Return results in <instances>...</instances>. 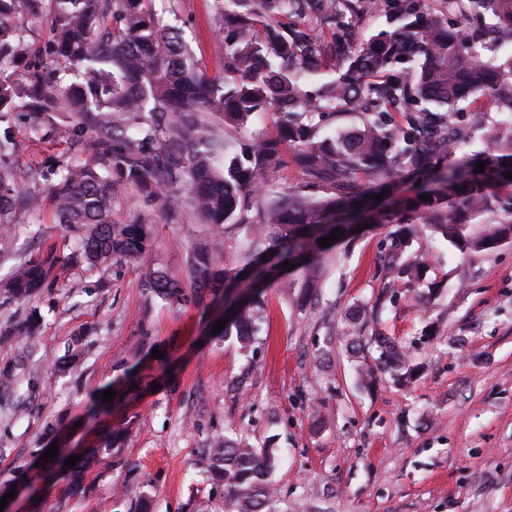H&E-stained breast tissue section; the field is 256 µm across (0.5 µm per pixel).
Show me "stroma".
Segmentation results:
<instances>
[{"mask_svg":"<svg viewBox=\"0 0 512 512\" xmlns=\"http://www.w3.org/2000/svg\"><path fill=\"white\" fill-rule=\"evenodd\" d=\"M179 29L201 74L224 75L216 46L214 0H152ZM18 175L70 153L67 135L35 130L26 113L13 121ZM46 181L39 210L17 207L0 224V279L21 261L54 254L53 282L33 301L0 295V330L31 308L43 316L34 345L0 343V368L15 382L0 386V482L34 449L63 456L101 445L125 430L112 467L94 470L84 492L60 497L53 467L30 471L14 512H138L149 495L153 512H225L224 490L205 481L193 462L210 437L238 436L273 448L272 512H512V243L488 254L460 253L430 234L412 242L427 274L413 288L382 300L390 224H374L335 241L317 263L321 286L297 302L265 294L267 320L250 349L210 334L224 307L168 306L140 288L141 267L73 266V236L56 224ZM138 213L159 242L154 261L186 279L187 242L211 230L191 216L173 222L158 205L129 191L120 215ZM382 302L380 319L358 348L343 333L352 309ZM87 354L73 370L56 359L78 332ZM393 338L414 371L398 386L380 368L374 334ZM164 351V359L152 350ZM136 369L143 384L128 388ZM116 391L112 412L84 413L103 387ZM69 420L57 436L47 421Z\"/></svg>","mask_w":512,"mask_h":512,"instance_id":"35a3bbf8","label":"stroma"}]
</instances>
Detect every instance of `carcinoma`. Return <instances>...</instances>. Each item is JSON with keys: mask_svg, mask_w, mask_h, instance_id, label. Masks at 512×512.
<instances>
[{"mask_svg": "<svg viewBox=\"0 0 512 512\" xmlns=\"http://www.w3.org/2000/svg\"><path fill=\"white\" fill-rule=\"evenodd\" d=\"M152 0H0V123L25 112L47 133L62 131L55 115L75 117L82 132L72 155L50 160L57 223L80 235L71 260L92 266H146L140 287L165 303H198L207 293L229 291L249 272L258 287L243 307L227 315L220 333L251 346L263 320V293L288 291V260L303 271L302 288H317L319 239L365 208L369 198L393 195L407 181L431 194L391 219L396 236L421 230L438 235L461 253H491L512 242V121L490 122L477 104L492 99L512 115V53L486 62L478 51L493 30L512 37V0H448L449 20L425 0H382L395 22L359 43L352 32L357 0H215L217 38L225 76L200 75L180 33L162 23ZM47 17L50 37L34 48L31 23ZM332 48L336 77L315 94L304 79ZM473 105L468 121L454 120L462 102ZM258 112H272L275 137L255 135L232 147L221 127H244ZM305 112H357L361 125L320 138ZM487 148L455 162L471 134ZM16 148L9 129L0 133V224H11L16 200L29 210L40 197L24 189L11 165ZM291 155L309 181L271 189L265 178ZM480 161L485 171L476 173ZM465 190H459V187ZM134 189L170 217L188 210L211 230L235 226L246 240L236 264L221 263V240L188 243L189 289L175 284L151 259L152 226L138 213L113 217L116 200ZM255 197L245 204L244 192ZM275 255L266 266L263 257ZM308 260H302V257ZM54 256L21 263L5 281L12 300L48 286ZM390 282H417L426 267L393 245L385 257ZM40 314L32 311L14 335L34 342ZM398 383L408 381L405 357L392 338L375 337ZM122 432L90 448L65 474L62 491L83 488L85 475L112 456ZM199 472L224 486L227 512H263L272 501L276 457L270 448L216 436L201 450Z\"/></svg>", "mask_w": 512, "mask_h": 512, "instance_id": "cac0c4a2", "label": "carcinoma"}]
</instances>
